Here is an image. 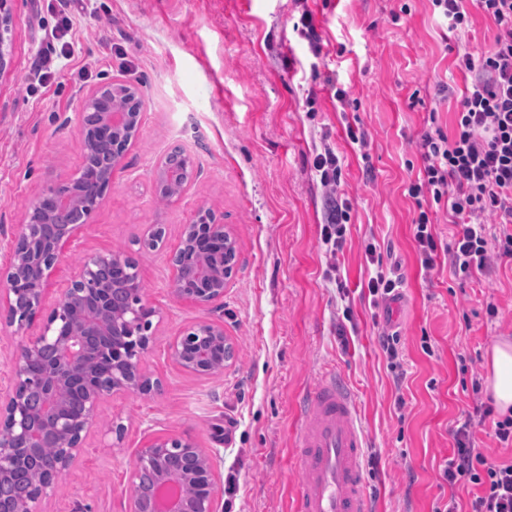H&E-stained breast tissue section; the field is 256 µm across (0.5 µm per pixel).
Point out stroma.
Masks as SVG:
<instances>
[{
	"label": "stroma",
	"instance_id": "stroma-1",
	"mask_svg": "<svg viewBox=\"0 0 512 512\" xmlns=\"http://www.w3.org/2000/svg\"><path fill=\"white\" fill-rule=\"evenodd\" d=\"M53 0H7V65L0 71V268L33 200L76 178L84 161L79 112L86 94L122 80L140 88V131L112 185L56 265L36 316H0V393L23 344L39 334L61 290L91 256L120 251L137 261L144 295L158 311L141 357L159 392L106 397L80 454L34 512H124L136 457L158 436L188 435L212 455L219 512H295L293 454L298 405L324 369L342 372L364 426L365 478L376 512H434L450 495L440 478L453 432L474 405L473 378L488 353L512 341V260L471 278L456 276L447 246L455 230L431 207L438 242L423 268L413 238L417 209L407 193L422 165L418 140L429 117L453 128L471 81L455 47H494L497 26L475 0L470 25L449 32L430 0H87L70 36L73 53L48 83L32 67L58 22ZM310 11L321 53L297 31ZM126 52L129 67L114 54ZM87 77H80V70ZM333 73L336 87L323 78ZM344 90L338 101L336 90ZM367 134L351 143L347 126ZM331 148L342 165L340 194L352 209L346 242L329 256L321 242L326 202L313 160ZM198 172L182 196L159 201L158 162L173 150ZM214 212L236 239L222 300L206 306L172 294L170 253L199 209ZM165 231L145 249L146 225ZM373 243L400 297L374 308L366 283ZM496 318L486 314L488 304ZM223 324L234 358L223 373L185 372L169 346L189 327ZM396 333L403 356L394 377L379 338ZM404 409H397V397ZM122 423L113 445L108 429Z\"/></svg>",
	"mask_w": 512,
	"mask_h": 512
}]
</instances>
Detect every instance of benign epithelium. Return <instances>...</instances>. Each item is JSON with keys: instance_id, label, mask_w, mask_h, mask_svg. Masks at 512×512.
<instances>
[{"instance_id": "7a95c632", "label": "benign epithelium", "mask_w": 512, "mask_h": 512, "mask_svg": "<svg viewBox=\"0 0 512 512\" xmlns=\"http://www.w3.org/2000/svg\"><path fill=\"white\" fill-rule=\"evenodd\" d=\"M116 85L114 81L91 90L83 107L96 104L99 110L80 113L84 137L90 128L102 139L117 128H128V138L115 142L112 155L99 164H92L89 152H84L83 167L95 173L106 170L100 181L102 193L111 185L142 118L141 95L134 88L129 90V111L112 107L104 92ZM97 203L95 199L78 204L73 181L49 187L31 203L25 224L10 243V264L0 269V303H5L9 321L21 322L40 306L57 261ZM76 206L81 210L78 220L57 224L46 236L34 233L38 227L35 216ZM163 239V228L154 224L145 231L142 244L155 250ZM213 243L236 250L224 225L211 211L201 209L184 225L179 246L170 257L173 294L178 300L209 305L224 298V276L213 275L199 265L195 278L210 279L209 287L193 286L184 277L189 249ZM142 291L139 272L125 269L122 254L109 251L91 257L62 289L43 332L23 346L13 365L11 385L5 396H0V480L23 467L29 468L33 477L24 501L0 497V512H32V504L54 490L95 422L104 394L160 391V381L151 380L141 367V355L150 342L151 318L157 314ZM227 343L224 325L201 323L174 340L170 354L184 371L211 376L224 372V363H213L211 350ZM47 436L56 443L50 455L43 452ZM150 469L157 470L161 495L148 498L140 476ZM186 485L192 486L189 495L180 492ZM217 499L212 457L190 437H158L139 451L127 512H217Z\"/></svg>"}]
</instances>
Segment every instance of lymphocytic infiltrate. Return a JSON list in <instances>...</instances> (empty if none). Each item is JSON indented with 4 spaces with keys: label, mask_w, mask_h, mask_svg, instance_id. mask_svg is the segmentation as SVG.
I'll use <instances>...</instances> for the list:
<instances>
[{
    "label": "lymphocytic infiltrate",
    "mask_w": 512,
    "mask_h": 512,
    "mask_svg": "<svg viewBox=\"0 0 512 512\" xmlns=\"http://www.w3.org/2000/svg\"><path fill=\"white\" fill-rule=\"evenodd\" d=\"M59 20L47 46L39 55L34 75L44 83L54 64L70 58L68 40L75 15L72 0H57ZM479 8L498 27L494 48L474 57L457 55V69L470 73V85L455 114L453 132L429 123L418 142L423 166L408 186V195L418 205L413 236L423 268H431L437 243L423 201L446 206L457 231L448 246L455 275L470 278L483 272L492 258H512V0H476ZM320 184L331 193L322 229V242L330 254L345 243L350 219L348 199L336 197L341 165L332 149L314 159ZM497 218L501 230L486 237L484 222ZM453 454L440 472L449 486L472 489L467 502L449 499L435 512H512V460H488L475 445L473 422L465 421L454 435Z\"/></svg>",
    "instance_id": "lymphocytic-infiltrate-1"
}]
</instances>
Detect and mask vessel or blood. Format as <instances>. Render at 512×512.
<instances>
[{
    "label": "vessel or blood",
    "mask_w": 512,
    "mask_h": 512,
    "mask_svg": "<svg viewBox=\"0 0 512 512\" xmlns=\"http://www.w3.org/2000/svg\"><path fill=\"white\" fill-rule=\"evenodd\" d=\"M299 420L296 512H369L365 438L355 396L335 369L324 371L306 393Z\"/></svg>",
    "instance_id": "obj_1"
}]
</instances>
